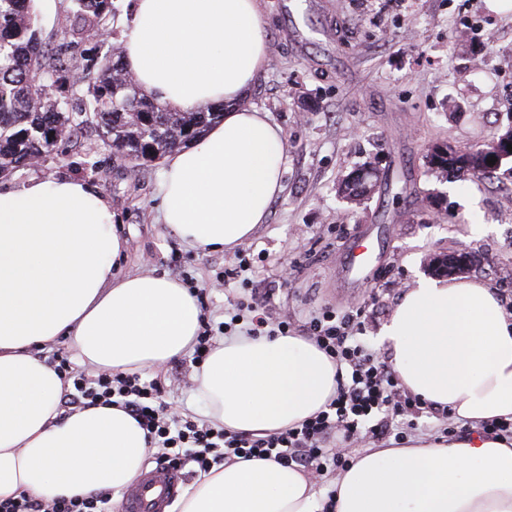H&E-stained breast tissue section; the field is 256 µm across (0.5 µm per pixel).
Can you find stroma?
<instances>
[{"label": "stroma", "instance_id": "35a3bbf8", "mask_svg": "<svg viewBox=\"0 0 512 512\" xmlns=\"http://www.w3.org/2000/svg\"><path fill=\"white\" fill-rule=\"evenodd\" d=\"M268 63L249 103L286 134L284 190L251 243L263 260L254 277L270 287L277 313L304 323L325 308L366 306L367 345L386 353L380 332L403 295L429 276L434 257L467 253L466 277L512 308V178L437 180L430 145L477 148L512 128V0H260ZM45 160L0 179V190L63 176L92 184L116 214L127 249L116 277L173 267L200 283L235 261L201 252L160 220L161 162H115L92 124ZM378 162L382 179L358 209L338 194L342 179ZM488 225L476 236L471 225ZM372 250L363 282L348 280L357 242ZM189 357L158 369L168 400L198 412Z\"/></svg>", "mask_w": 512, "mask_h": 512}]
</instances>
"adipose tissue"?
<instances>
[{
    "instance_id": "ef3b65f1",
    "label": "adipose tissue",
    "mask_w": 512,
    "mask_h": 512,
    "mask_svg": "<svg viewBox=\"0 0 512 512\" xmlns=\"http://www.w3.org/2000/svg\"><path fill=\"white\" fill-rule=\"evenodd\" d=\"M141 88L181 112L223 104V119L162 166L160 210L181 241L211 252L266 223L283 191L286 138L246 106L268 61L259 0H134L122 40ZM127 243L88 183L31 181L0 192V501L120 492L149 445L123 409L60 414L61 381L43 356L68 338L80 362L112 371L191 350L201 310L181 283L116 278ZM381 339L412 394L480 422L512 418V313L472 279L428 278L404 294ZM204 419L264 434L301 422L336 392V366L300 336L221 340L194 377ZM335 512H512V441L474 432L380 448L334 482ZM299 470L238 459L202 477L180 512H323Z\"/></svg>"
}]
</instances>
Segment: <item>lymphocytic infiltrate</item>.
I'll use <instances>...</instances> for the list:
<instances>
[{
    "mask_svg": "<svg viewBox=\"0 0 512 512\" xmlns=\"http://www.w3.org/2000/svg\"><path fill=\"white\" fill-rule=\"evenodd\" d=\"M235 257L233 268L216 275L224 288V319L203 320L192 364L201 365L221 338L303 332L336 365L337 390L323 410L295 426L264 435L230 431L174 408L157 379L139 372L89 373L56 353L51 364L62 384V407L71 413L96 405L124 409L144 430L159 465L191 464L205 474L237 458L258 457L314 479L346 470L352 444L390 437L402 441L406 428L434 414V407L406 391L392 365L369 349L361 336L362 307L343 313L325 308L296 326L288 317L275 314L274 289L255 288L253 250L238 249ZM111 496V491L97 490L47 503L23 493L1 501L0 512H105Z\"/></svg>",
    "mask_w": 512,
    "mask_h": 512,
    "instance_id": "f902f5d3",
    "label": "lymphocytic infiltrate"
}]
</instances>
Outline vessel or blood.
<instances>
[{
  "label": "vessel or blood",
  "mask_w": 512,
  "mask_h": 512,
  "mask_svg": "<svg viewBox=\"0 0 512 512\" xmlns=\"http://www.w3.org/2000/svg\"><path fill=\"white\" fill-rule=\"evenodd\" d=\"M184 479L181 469L169 466L142 473L124 491L121 512H167L180 495Z\"/></svg>",
  "instance_id": "b4317fda"
}]
</instances>
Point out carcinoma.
<instances>
[{"label": "carcinoma", "instance_id": "cac0c4a2", "mask_svg": "<svg viewBox=\"0 0 512 512\" xmlns=\"http://www.w3.org/2000/svg\"><path fill=\"white\" fill-rule=\"evenodd\" d=\"M110 14H115L114 0H71L57 53L44 35L33 0H0V178L51 155L59 141L50 132L62 133L64 142L71 139L85 123L88 109L112 155L134 167L190 144L223 115L222 107L178 112L124 78L122 47L115 44L103 56L97 51L101 20ZM81 44L88 46L85 55L65 57L63 50ZM94 68L98 77L82 95L66 87L71 71ZM34 71L42 72L49 83H58L53 94L32 82ZM492 149L491 141L468 153L453 150L438 165L427 167V173L437 178L450 173L470 180L498 178L504 169L487 164L485 158ZM378 180L379 175L369 171L354 181L346 177L339 191L352 205L361 202Z\"/></svg>", "mask_w": 512, "mask_h": 512}]
</instances>
